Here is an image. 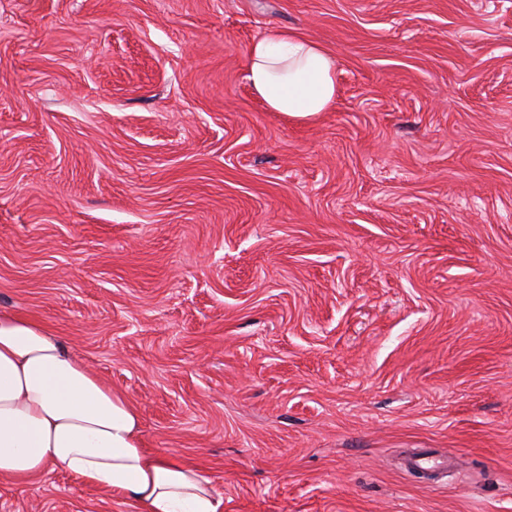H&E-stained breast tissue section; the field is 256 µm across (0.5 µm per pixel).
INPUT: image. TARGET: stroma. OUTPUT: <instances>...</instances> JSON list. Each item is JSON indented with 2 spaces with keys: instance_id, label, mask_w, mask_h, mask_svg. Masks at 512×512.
<instances>
[{
  "instance_id": "obj_1",
  "label": "stroma",
  "mask_w": 512,
  "mask_h": 512,
  "mask_svg": "<svg viewBox=\"0 0 512 512\" xmlns=\"http://www.w3.org/2000/svg\"><path fill=\"white\" fill-rule=\"evenodd\" d=\"M274 25L328 111L251 90ZM1 311L222 512H512V0H0ZM0 512L137 510L50 465ZM246 79L268 111L310 116L336 100L331 53L297 30L271 26L247 49Z\"/></svg>"
}]
</instances>
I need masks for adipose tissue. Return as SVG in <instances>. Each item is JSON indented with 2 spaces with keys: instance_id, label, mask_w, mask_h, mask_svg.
<instances>
[{
  "instance_id": "ef3b65f1",
  "label": "adipose tissue",
  "mask_w": 512,
  "mask_h": 512,
  "mask_svg": "<svg viewBox=\"0 0 512 512\" xmlns=\"http://www.w3.org/2000/svg\"><path fill=\"white\" fill-rule=\"evenodd\" d=\"M246 79L268 111L310 116L336 100L331 53L297 30L269 27L247 49ZM57 465L138 512H219L197 468L149 452L141 419L62 341L31 318L0 312V478Z\"/></svg>"
}]
</instances>
